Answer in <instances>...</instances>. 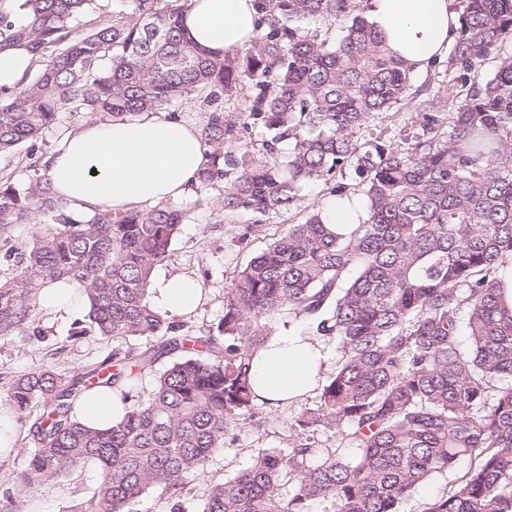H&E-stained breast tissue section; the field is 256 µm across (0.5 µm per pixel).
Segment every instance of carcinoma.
<instances>
[{"label":"carcinoma","mask_w":512,"mask_h":512,"mask_svg":"<svg viewBox=\"0 0 512 512\" xmlns=\"http://www.w3.org/2000/svg\"><path fill=\"white\" fill-rule=\"evenodd\" d=\"M259 2L250 47L215 56L182 29L180 0H0V51L33 55L19 87H0V156L43 139L63 113L124 120L192 103L207 157L194 208L215 190L227 214L287 212L306 184L348 168L367 214L347 234L319 210L288 225L227 286L218 334L190 336L148 301L187 211L80 215L45 167L1 176L0 231L38 214L51 226L24 248L3 243L16 273L0 279V335L28 324L42 288L67 278L88 295L97 335L153 340L113 351L87 379L49 368L15 379L3 406L33 441L18 484L94 462L98 488L73 512H134L155 490L177 512L186 477L204 474L232 424L253 415L250 361L286 316L336 346V371L294 420L288 451L258 449L249 468L210 486L203 512H400L464 458L469 468L421 512H512V313L499 296L512 263V0H462L445 71L464 96L448 113L435 99L419 105L405 148L357 137L410 95L409 70L381 33L360 15L337 41L302 26L347 16L356 0ZM247 86L249 106L226 115L224 98ZM146 370L155 383L135 395ZM98 387L126 408L106 431L73 415ZM319 432L355 452L322 446Z\"/></svg>","instance_id":"1"}]
</instances>
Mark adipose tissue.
Wrapping results in <instances>:
<instances>
[{
  "instance_id": "obj_1",
  "label": "adipose tissue",
  "mask_w": 512,
  "mask_h": 512,
  "mask_svg": "<svg viewBox=\"0 0 512 512\" xmlns=\"http://www.w3.org/2000/svg\"><path fill=\"white\" fill-rule=\"evenodd\" d=\"M365 7L390 53L414 72L444 57L460 27L455 0H365ZM260 16L258 0H188L182 19L198 44L232 54L250 45ZM205 152L198 126L146 112L132 121L94 120L67 134L50 157L48 175L56 193L83 213L133 211L188 197ZM150 295L153 307L178 317L204 298L197 281L183 273L153 278ZM39 303L67 316L88 300L78 283L62 280L43 288ZM326 368L323 341L290 326L255 352L250 381L259 402L278 407L310 393ZM123 412L107 387L83 393L73 408L94 428L109 427Z\"/></svg>"
}]
</instances>
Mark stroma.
I'll return each mask as SVG.
<instances>
[{"label":"stroma","mask_w":512,"mask_h":512,"mask_svg":"<svg viewBox=\"0 0 512 512\" xmlns=\"http://www.w3.org/2000/svg\"><path fill=\"white\" fill-rule=\"evenodd\" d=\"M410 97L394 105L366 124L358 133L363 141H378L394 147L403 146L405 136L413 130L412 116L419 100L438 95L452 102L448 80L437 66L411 75ZM332 182L314 181L306 185L297 209L266 215L243 212L224 214L220 199H213L205 209L190 208V220L182 224L170 247L168 258L158 265L163 274L184 273L198 280L205 291L203 305L184 317L186 331L208 334L224 315V292L239 270L260 253L274 234L288 225L301 222L312 209L330 198ZM86 314L59 317L41 307H33L31 320L24 330L11 336H0V399L20 375L51 368L69 377L95 368L112 350L141 351L146 340L113 342L89 334L81 335L87 326ZM317 393H309L299 403L275 409L256 404L250 419L239 420L226 438L225 449L216 454L205 474L189 475L180 499L181 512H203L211 484L249 467L258 448H284L288 445L289 428L302 409L317 401ZM30 445L28 429L16 428V452L0 458V512H70L72 504L93 493L99 483L96 464L79 468L71 477L50 484L19 489L15 475L24 465V450Z\"/></svg>","instance_id":"obj_1"}]
</instances>
